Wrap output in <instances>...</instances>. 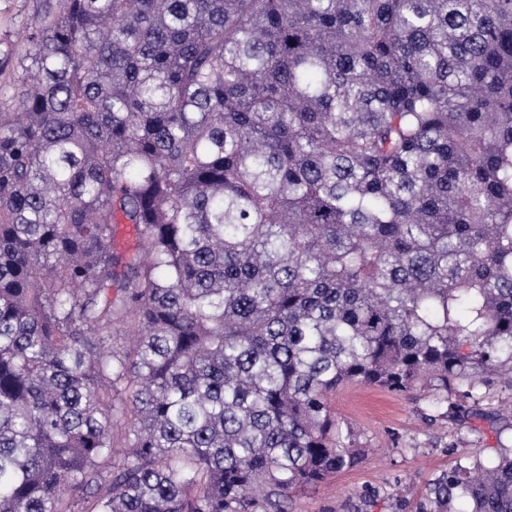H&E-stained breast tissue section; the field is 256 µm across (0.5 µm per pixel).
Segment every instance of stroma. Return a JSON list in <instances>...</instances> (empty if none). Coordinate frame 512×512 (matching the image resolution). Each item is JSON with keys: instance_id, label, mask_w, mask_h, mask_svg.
<instances>
[{"instance_id": "35a3bbf8", "label": "stroma", "mask_w": 512, "mask_h": 512, "mask_svg": "<svg viewBox=\"0 0 512 512\" xmlns=\"http://www.w3.org/2000/svg\"><path fill=\"white\" fill-rule=\"evenodd\" d=\"M480 405L497 414L472 429L433 412L431 395H395L378 388L340 390L331 399L341 425L352 427L370 455L355 469L332 475L318 487L292 495V512H418L429 480L457 456H487L512 444V389L494 383L481 389Z\"/></svg>"}]
</instances>
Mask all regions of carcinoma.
Instances as JSON below:
<instances>
[{
    "label": "carcinoma",
    "instance_id": "carcinoma-1",
    "mask_svg": "<svg viewBox=\"0 0 512 512\" xmlns=\"http://www.w3.org/2000/svg\"><path fill=\"white\" fill-rule=\"evenodd\" d=\"M495 376L512 0H42L0 34V512H291L368 454L332 394L485 419L448 390ZM419 512H512V448Z\"/></svg>",
    "mask_w": 512,
    "mask_h": 512
}]
</instances>
